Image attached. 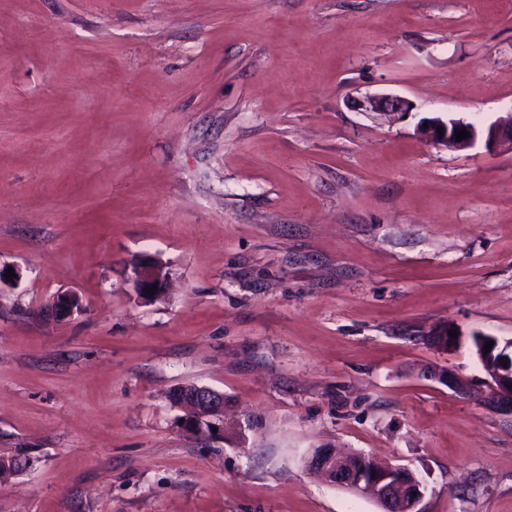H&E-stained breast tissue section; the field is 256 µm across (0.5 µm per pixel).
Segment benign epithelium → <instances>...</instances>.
Wrapping results in <instances>:
<instances>
[{
  "label": "benign epithelium",
  "mask_w": 512,
  "mask_h": 512,
  "mask_svg": "<svg viewBox=\"0 0 512 512\" xmlns=\"http://www.w3.org/2000/svg\"><path fill=\"white\" fill-rule=\"evenodd\" d=\"M356 105L363 112L379 115L406 114L415 109L408 99L393 94L366 96ZM444 133H439V129ZM466 129L469 137L458 141L455 132ZM419 135L426 141L454 149L471 147L477 141L484 142L489 151L505 146L512 149V114L486 127H477L462 119H443L439 116L425 118L418 125ZM129 281L141 300L148 302L161 296L166 288L167 277L161 263L150 257H142L129 265ZM157 286L150 295L145 289ZM451 328L444 325L429 335L436 347L446 350L460 343V338L450 337ZM493 342L490 351L484 350L487 342ZM472 347L484 374V381L477 384L453 369L432 365L422 372V377L448 387L455 396L479 399L489 408L512 416V338L479 335L472 338ZM173 399L177 408L186 411L188 420L203 421L224 411V394L205 386L192 390L176 391ZM34 460L13 458L0 461V476L21 475L33 467ZM311 469L321 473L326 482L354 492L368 494L375 499L380 512H422L420 503L426 494V484L413 470L395 464H381L370 456L354 452L339 454L336 449H315L308 458Z\"/></svg>",
  "instance_id": "benign-epithelium-1"
}]
</instances>
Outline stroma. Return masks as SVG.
Masks as SVG:
<instances>
[{
  "instance_id": "obj_1",
  "label": "stroma",
  "mask_w": 512,
  "mask_h": 512,
  "mask_svg": "<svg viewBox=\"0 0 512 512\" xmlns=\"http://www.w3.org/2000/svg\"><path fill=\"white\" fill-rule=\"evenodd\" d=\"M509 112L512 0H0V455L37 459L0 512H378L324 445L512 512V417L417 374L512 337V152L417 125ZM355 104L363 112H374L379 115L406 114L414 109L411 101L393 94L369 95L355 101ZM129 281L141 300L148 302L161 296L166 288L167 277L161 263L150 257H142L129 265ZM157 285V292L150 295L145 288ZM173 399L177 402L176 408L182 409L188 414L183 422V428L192 435H201L204 431L200 425V430L193 434L186 429L189 424L202 422L205 418L219 415L224 411L223 393L205 386H195V389L192 390H178L173 394ZM188 417L194 421H188Z\"/></svg>"
}]
</instances>
